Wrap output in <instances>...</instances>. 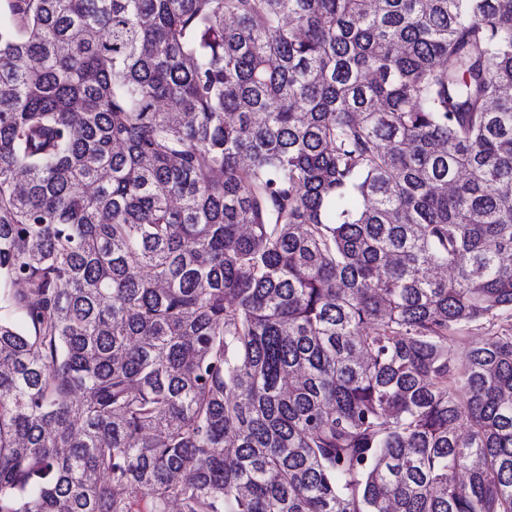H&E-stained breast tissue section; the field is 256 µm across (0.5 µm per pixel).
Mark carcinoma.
<instances>
[{
    "label": "carcinoma",
    "mask_w": 512,
    "mask_h": 512,
    "mask_svg": "<svg viewBox=\"0 0 512 512\" xmlns=\"http://www.w3.org/2000/svg\"><path fill=\"white\" fill-rule=\"evenodd\" d=\"M4 2L0 512H512V0Z\"/></svg>",
    "instance_id": "1"
}]
</instances>
